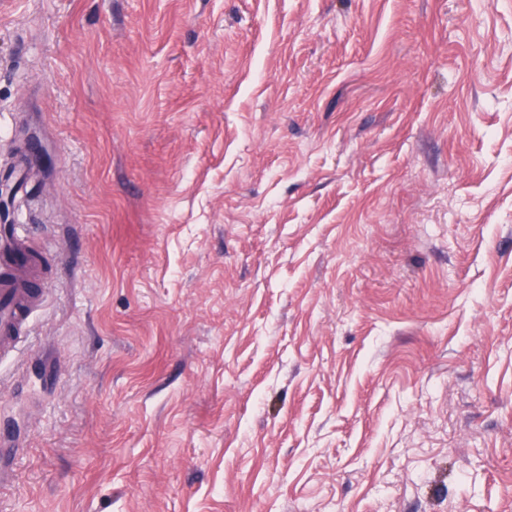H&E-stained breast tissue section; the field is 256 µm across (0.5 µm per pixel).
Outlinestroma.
Listing matches in <instances>:
<instances>
[{"mask_svg": "<svg viewBox=\"0 0 512 512\" xmlns=\"http://www.w3.org/2000/svg\"><path fill=\"white\" fill-rule=\"evenodd\" d=\"M4 182L0 512H512V0H0ZM27 224L0 226V359L10 355L44 297L40 259L27 252Z\"/></svg>", "mask_w": 512, "mask_h": 512, "instance_id": "1", "label": "stroma"}]
</instances>
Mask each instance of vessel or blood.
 I'll use <instances>...</instances> for the list:
<instances>
[{
    "label": "vessel or blood",
    "instance_id": "1",
    "mask_svg": "<svg viewBox=\"0 0 512 512\" xmlns=\"http://www.w3.org/2000/svg\"><path fill=\"white\" fill-rule=\"evenodd\" d=\"M28 238L23 224L0 229V358L16 349L44 297L40 260L28 252Z\"/></svg>",
    "mask_w": 512,
    "mask_h": 512
}]
</instances>
